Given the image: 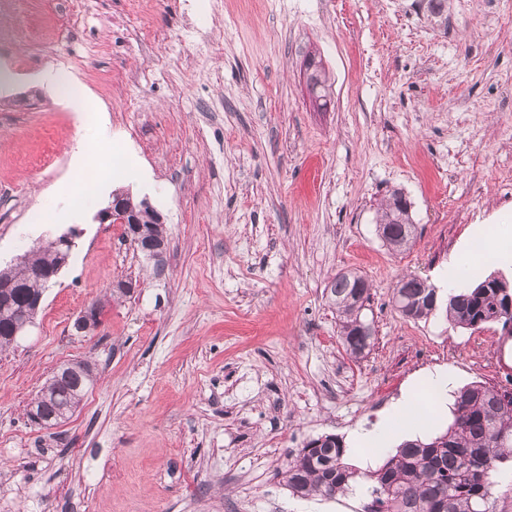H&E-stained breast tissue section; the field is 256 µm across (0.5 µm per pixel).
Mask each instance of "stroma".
Listing matches in <instances>:
<instances>
[{
	"mask_svg": "<svg viewBox=\"0 0 512 512\" xmlns=\"http://www.w3.org/2000/svg\"><path fill=\"white\" fill-rule=\"evenodd\" d=\"M0 0V267L75 232L32 326L0 352V512H359L282 483L310 440L372 427L411 381L512 382V335L402 317L406 273L433 277L461 246L512 223V0ZM332 83L327 108L308 61ZM74 75L76 118L38 83ZM112 138L133 175L56 224L71 158ZM162 213L163 273L97 212L113 190ZM403 192L417 226L396 253L377 209ZM372 284L376 329L344 352L326 287ZM133 292L110 300L117 280ZM105 301L103 322L75 318ZM97 382L66 423L26 410L53 370Z\"/></svg>",
	"mask_w": 512,
	"mask_h": 512,
	"instance_id": "35a3bbf8",
	"label": "stroma"
}]
</instances>
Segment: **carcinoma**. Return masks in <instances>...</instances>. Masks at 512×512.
I'll return each mask as SVG.
<instances>
[{
    "label": "carcinoma",
    "mask_w": 512,
    "mask_h": 512,
    "mask_svg": "<svg viewBox=\"0 0 512 512\" xmlns=\"http://www.w3.org/2000/svg\"><path fill=\"white\" fill-rule=\"evenodd\" d=\"M394 194L381 202L377 228L381 240L391 235L399 250L414 243L415 224L407 207L391 203ZM58 254L39 244L28 251L10 271L13 304L26 303L44 289L35 272L53 267ZM336 307L337 335L345 352L358 359L369 352L374 334L363 315L370 300V284L357 272L338 273L327 287ZM393 305L404 317L428 320L445 309L455 327L476 330L488 324L512 329V282L489 275L471 288L448 295L441 304L439 288L415 274L401 277L393 289ZM11 309L0 313V351L15 343L9 331ZM97 378L84 361L54 371L32 402L46 425L69 420L93 388ZM347 449L334 435L320 447H305L290 456L282 481L299 497L332 499L358 482L365 487L362 512H499L498 502L512 495V483L500 485L496 475L512 470V388L473 382L458 390L452 422L438 434L418 437L399 445L375 470L362 472L346 462Z\"/></svg>",
    "instance_id": "1"
}]
</instances>
